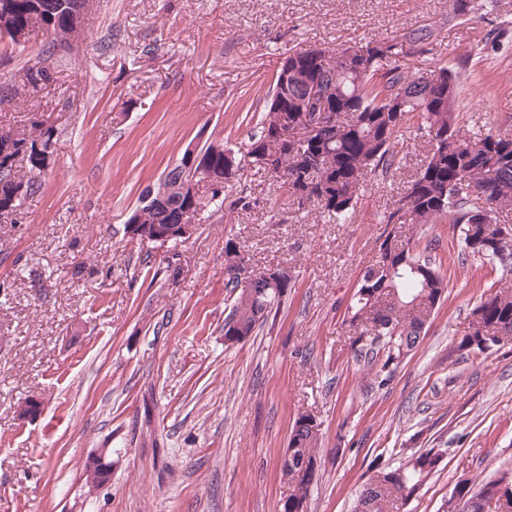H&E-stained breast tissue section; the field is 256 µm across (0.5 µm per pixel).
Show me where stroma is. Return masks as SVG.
<instances>
[{
	"instance_id": "35a3bbf8",
	"label": "stroma",
	"mask_w": 512,
	"mask_h": 512,
	"mask_svg": "<svg viewBox=\"0 0 512 512\" xmlns=\"http://www.w3.org/2000/svg\"><path fill=\"white\" fill-rule=\"evenodd\" d=\"M98 0L82 44L53 58L38 93L11 88L44 38L0 41V126H52L40 187L0 223V512H278L280 460L295 419L319 425L307 512H353L363 486L414 451L444 461L404 512H448L460 480L512 469V342L455 349L482 295L512 284L461 253L451 224H386L427 152L417 122L396 164L368 177L352 221L291 205L255 167L199 214L174 248L130 241L143 189L184 149L239 148L260 129L275 73L299 48L327 50L429 27L409 72L455 66L502 20L471 0ZM463 125L512 132V43L459 78ZM431 248L448 288L426 334L377 385L347 320L386 234ZM291 286L245 342L226 347L224 247ZM40 417L21 419L28 400ZM112 451V478L88 491L85 462Z\"/></svg>"
}]
</instances>
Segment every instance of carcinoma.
<instances>
[{"instance_id": "1", "label": "carcinoma", "mask_w": 512, "mask_h": 512, "mask_svg": "<svg viewBox=\"0 0 512 512\" xmlns=\"http://www.w3.org/2000/svg\"><path fill=\"white\" fill-rule=\"evenodd\" d=\"M77 0H0V15L31 36L49 39L46 56L26 70V90L35 94L52 78L53 51L70 47L72 6ZM433 36L427 27L414 28L392 38L370 40L365 44L338 48L300 49L288 55V78L277 71L270 103L259 133L251 136L242 150L212 142L203 160L210 174L225 176L227 154H233L236 172L248 165L277 177L288 186L289 198L297 207L313 205L338 224L353 214L366 178L395 164L392 150L398 134L413 118L428 138L429 149L419 171L408 185L388 223L426 225L446 217L457 232L462 248L512 270V245L500 244L501 232L494 213L512 210V133H473L465 131L459 106V73L439 65L413 76L401 62L422 55ZM335 81L336 95L324 111L336 115L333 124L315 134L301 133L302 115L317 110L311 88ZM54 130L33 121L17 128H0V139L16 145L39 142L48 149ZM318 161L316 183L307 195L299 197L292 178L302 155ZM166 177L147 186L129 221L139 224L179 223L187 198L174 190L165 192L159 204L147 200L150 192H160ZM38 190L35 177H25L11 166L0 176V210L16 211L22 200ZM194 212L219 210L224 205L220 191L203 193L193 201ZM225 271L232 273L250 263L232 241L225 246ZM373 265L383 268L374 281L362 279L355 293L349 320L352 344L371 352H383L374 380L384 385L403 354H411L420 342L423 327L431 320L445 290L446 275L441 266L414 253L408 242H398L387 234L381 237ZM227 285L234 303L224 317V335L240 329L252 336L265 324L275 305L288 293L290 283L271 287L264 281L247 291L233 279ZM504 333L512 336V286L503 287L480 300L472 309L456 350L465 358L479 355L471 347L479 336ZM303 414L295 419L289 441H300L288 448L281 471L288 484V510L305 512L309 485L315 478L312 466L318 464L319 429L301 425ZM443 463L441 452L431 448L415 452L395 469H384L366 483L358 497V512H399L426 484ZM109 479L98 468L85 465L88 490L97 489ZM499 482L495 477L478 485L465 479L456 489L470 500L494 497Z\"/></svg>"}]
</instances>
